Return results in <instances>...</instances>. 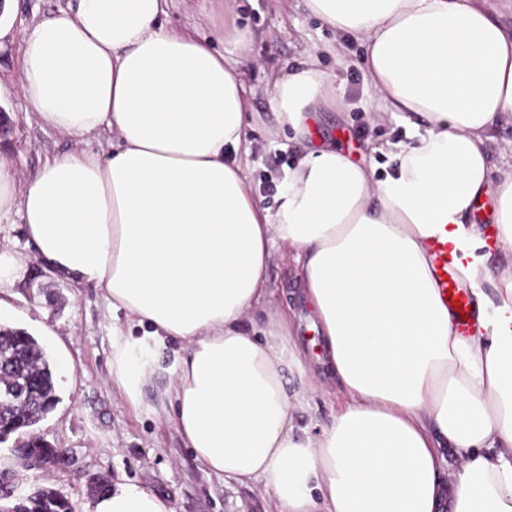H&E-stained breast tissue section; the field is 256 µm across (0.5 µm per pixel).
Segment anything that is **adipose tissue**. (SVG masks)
Segmentation results:
<instances>
[{
	"mask_svg": "<svg viewBox=\"0 0 512 512\" xmlns=\"http://www.w3.org/2000/svg\"><path fill=\"white\" fill-rule=\"evenodd\" d=\"M165 2L79 0L26 27L19 91L35 119L77 141L108 128L112 142L48 160L21 186L0 156V221L19 213L50 275L148 325L112 329V380L131 401L158 349L185 343L164 396L207 475L263 483L277 512H512V271L493 272L470 221L492 197L498 245L512 247V140L498 137L512 123V30L481 0H304L363 43L381 103L369 126L400 119L405 136L362 163L315 139L318 107L344 104L345 89L309 48L267 93L269 146L294 155L267 205L247 160L256 32L236 0H197L208 37L166 26ZM438 236L461 255L476 332L440 301ZM286 250L317 361L345 399L316 433L296 412L318 386L267 281ZM90 512L173 509L122 485Z\"/></svg>",
	"mask_w": 512,
	"mask_h": 512,
	"instance_id": "adipose-tissue-1",
	"label": "adipose tissue"
}]
</instances>
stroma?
I'll list each match as a JSON object with an SVG mask.
<instances>
[{
	"mask_svg": "<svg viewBox=\"0 0 512 512\" xmlns=\"http://www.w3.org/2000/svg\"><path fill=\"white\" fill-rule=\"evenodd\" d=\"M68 2L15 0L13 8L5 12L14 39L0 46V113H5L10 126L0 139V154L12 161L21 183L32 179L46 159L74 147L70 138L39 125L18 92L24 29ZM238 11L243 23L259 34L252 55L260 65L248 68L249 83L275 78L281 70L294 68L308 47H320V65L344 81L348 107L320 113L319 131L325 138L336 139L352 160H363L369 153L367 115L375 111L377 98L364 80L360 67L364 49L359 42L321 27L301 0H239ZM336 42L350 61L342 71L327 51L328 45ZM253 110L251 163L258 190L269 201L292 155L267 146L268 131L276 120L266 99L256 98ZM267 276L276 301H289L295 310L296 341L304 366H311L309 309L301 295L282 294L291 285L286 262L272 263ZM0 277L11 282L9 288L0 290V301L12 308L14 326L35 336L51 363L58 366L59 401L36 430L74 459L65 469H29L11 454L9 444L2 443L0 471L11 472L21 489L56 490L69 499L73 512H88L93 483L105 476L116 486L135 484L154 491L171 503L174 512H272L274 502L263 486L243 487L203 471L169 416L167 401L160 396L167 383L164 371L144 387L140 405L125 400L112 383V327L117 324L140 336L143 326L132 323L125 314H113L99 289L46 273L16 215L10 223L0 224Z\"/></svg>",
	"mask_w": 512,
	"mask_h": 512,
	"instance_id": "obj_1",
	"label": "stroma"
}]
</instances>
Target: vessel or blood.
<instances>
[{"label":"vessel or blood","mask_w":512,"mask_h":512,"mask_svg":"<svg viewBox=\"0 0 512 512\" xmlns=\"http://www.w3.org/2000/svg\"><path fill=\"white\" fill-rule=\"evenodd\" d=\"M429 252L435 271V282L445 305L460 303L464 316L459 319L461 329L469 330L476 326L477 319L470 308L469 289L463 284L458 260L459 255L447 239L438 238L431 242Z\"/></svg>","instance_id":"vessel-or-blood-1"}]
</instances>
